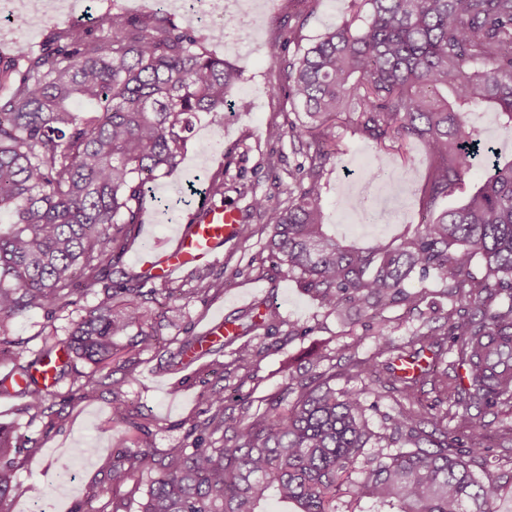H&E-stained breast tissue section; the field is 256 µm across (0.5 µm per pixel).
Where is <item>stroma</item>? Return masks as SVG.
<instances>
[{
  "label": "stroma",
  "mask_w": 512,
  "mask_h": 512,
  "mask_svg": "<svg viewBox=\"0 0 512 512\" xmlns=\"http://www.w3.org/2000/svg\"><path fill=\"white\" fill-rule=\"evenodd\" d=\"M260 14H243L244 34L226 35L212 43L215 55L244 70L247 81L239 96L249 109L224 114L223 129H216L208 116L196 122L184 162L176 173L153 184L155 198L147 202L140 231L122 258V266L137 271L140 249L167 241L174 226L188 224L200 208V201L173 210L165 201L194 179H224L223 205L245 213L250 200L236 191L239 184L252 186L257 193L279 195L275 178L286 175L301 162L299 145L290 137L272 138L268 128L287 126L296 120L295 110L284 92L282 68L269 55L270 43L299 32L312 39L340 22L345 0H258ZM152 0H78L73 12L56 16V23L79 22L84 26L100 23L107 13L124 10L143 15L151 10ZM346 147L331 175L324 197L328 223L337 236L360 244L383 237L392 238L405 225L418 223L420 215L416 192L428 166V158L418 144L408 153H384L383 163L390 167L399 196L390 200L385 190L372 180L370 165L375 148L359 141L347 124L336 129ZM416 159L406 167L405 155ZM279 161L277 172H270L269 158ZM252 237L245 242L225 245L218 261L205 265L207 292L168 300L159 294V302H172L182 312L178 328L160 326L153 348L135 346L132 333L115 337L117 352L108 363L95 366L76 362L73 370L54 389L53 407L45 415L34 417L24 410L23 397L0 398V423L14 427L16 436L37 443L41 451L34 456H17L14 470L18 491L6 504L7 512H31L30 487L51 489L46 512H139L155 476L138 472L120 489H113L108 473L120 455L111 422L112 402L125 403L136 422L146 426L156 454L193 444L201 424L210 415L208 394L224 391L226 416L252 421L266 408L269 399L287 393L296 400L297 392L288 388L290 380L316 384L323 375H335L337 388H360L358 379L348 377V363L371 356L374 340L363 326L348 328L336 316L325 315L311 295L296 282L276 277L266 257L268 234L259 221H252ZM266 301L281 318L294 324L295 335L280 333L255 339L257 356L249 364L233 367L230 379H223L221 366L202 360L182 367L176 351L186 333H200L211 318L223 315L235 319L257 301ZM92 293L75 294L67 310L54 316L35 311L7 323L0 340L23 360L33 359L44 341L62 344L73 322L89 305ZM123 380L121 391L113 381ZM477 424L490 449L486 460L472 458L468 448L458 454L469 462L478 476L512 475V407L493 410L471 407L448 419L449 430L464 433Z\"/></svg>",
  "instance_id": "1"
}]
</instances>
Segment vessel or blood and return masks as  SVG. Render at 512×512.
<instances>
[{"instance_id":"obj_1","label":"vessel or blood","mask_w":512,"mask_h":512,"mask_svg":"<svg viewBox=\"0 0 512 512\" xmlns=\"http://www.w3.org/2000/svg\"><path fill=\"white\" fill-rule=\"evenodd\" d=\"M239 220L236 210L211 207L204 223L185 227L172 245L144 248L138 258L141 274L163 282L179 271L216 259L225 245L235 242Z\"/></svg>"}]
</instances>
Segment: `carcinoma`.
Returning a JSON list of instances; mask_svg holds the SVG:
<instances>
[{
    "instance_id": "obj_1",
    "label": "carcinoma",
    "mask_w": 512,
    "mask_h": 512,
    "mask_svg": "<svg viewBox=\"0 0 512 512\" xmlns=\"http://www.w3.org/2000/svg\"><path fill=\"white\" fill-rule=\"evenodd\" d=\"M16 23L47 33L35 54L19 48L0 56V211L14 216L0 227V329L31 311L65 309L83 275L96 304L71 328L68 361L56 368L61 378L76 360L111 359L112 337L132 327L147 349L153 321L180 323L177 309L150 306L157 289L147 279L124 270L115 279L114 266L142 224L149 183L178 168L199 115L220 126L224 109L234 107L243 72L206 42L223 40L241 19L226 15L205 38L163 9L116 11L97 27L23 16ZM288 42L295 45L288 59L282 42L270 56L284 61L288 98L304 113L288 136L307 145V164L288 170L285 200L252 194L251 215L270 229L266 248L277 275L295 281L325 314L354 310L368 323L376 355L350 364L365 384L338 390L326 378L307 390L299 381L291 407L273 397L246 423L224 418V389L214 390L200 435L222 433L221 447L199 443L159 458L142 439L112 465V487L136 470L158 472L141 512H263L271 498L298 512H501L512 485L478 477L455 452L462 437L448 431L447 415L431 413L415 390L429 382L453 392L452 406L465 410L512 399V153L496 152L469 122L470 111L483 107L512 129V0H347L341 23L305 46L299 36ZM84 100L96 108L74 106ZM344 122L379 152L424 147L431 168L414 230L367 247L327 231L322 179L343 152L333 128ZM478 162L486 171L472 192L442 206ZM434 278L444 296L475 312L452 306L440 317L434 308L416 341L396 343L383 313L420 310ZM485 293L502 303L491 307ZM283 325L269 307L237 324L222 342L230 364L250 363L252 341ZM445 336L468 385L427 361L411 376L394 371V361H418L427 348L444 352ZM382 354L389 355L385 378ZM6 356L25 381V412L44 414L52 391L29 379L32 364L19 363L0 341V361ZM386 392L399 394L388 435L366 417ZM112 420L120 432L145 431L121 401L112 403ZM384 440L396 450H385ZM372 444L378 449L359 478L340 491ZM39 451L16 445L13 429L0 424V506L18 489L11 456Z\"/></svg>"
}]
</instances>
